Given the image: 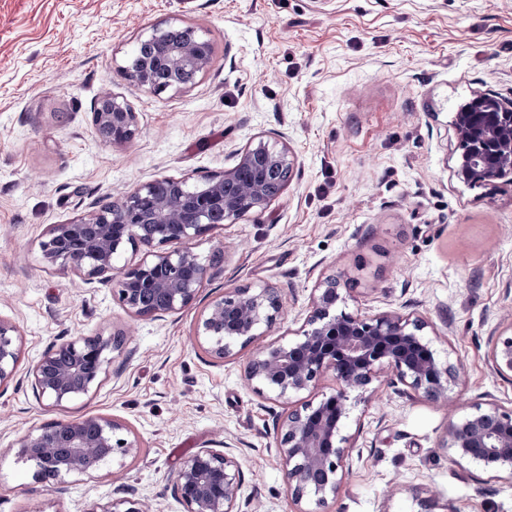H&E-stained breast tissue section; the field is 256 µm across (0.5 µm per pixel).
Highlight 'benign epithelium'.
I'll use <instances>...</instances> for the list:
<instances>
[{
  "instance_id": "7a95c632",
  "label": "benign epithelium",
  "mask_w": 512,
  "mask_h": 512,
  "mask_svg": "<svg viewBox=\"0 0 512 512\" xmlns=\"http://www.w3.org/2000/svg\"><path fill=\"white\" fill-rule=\"evenodd\" d=\"M209 58L189 46L172 48L166 66L172 71L203 72ZM129 80L155 91L150 64L128 66ZM478 109L456 113L458 142L475 151L462 152L459 173L492 181L512 169V102L490 95L476 97ZM93 125L100 140L112 145L131 142L138 132L137 113L112 97L97 106ZM265 177H291L294 158L287 142L261 139L240 152L238 162L207 178L201 186L164 177L139 185L121 202L97 203L96 210L68 224L47 227L40 248L44 261L93 283L113 281V293L134 316L155 319L196 303L204 283L224 259L221 249L208 256L181 247L234 223L271 201L266 181L247 175L253 166ZM143 250L132 265H118L127 248ZM346 301L336 278H327L310 295V311L295 337L286 343L259 344L262 327H270L282 310L275 288H235L214 298L198 322L199 345L223 361L236 348L253 347L244 379L260 396L286 404L311 390L331 372L334 392L288 412L280 424L278 453L286 469L288 492L296 512H312L304 502L324 504L336 497L352 470L354 446L345 425L353 408L350 395L363 392L384 370L411 392L448 402L460 381V367L443 362L425 336L428 322L383 311L364 317L339 309ZM123 331L79 336L49 346L30 370L37 398L62 406L95 393L106 379L112 353L125 344ZM22 352L16 322L0 317V386L13 379ZM491 366L512 380V335L491 337ZM119 420L85 414L47 423L20 437L17 454L32 462L35 480L65 490V479L89 474L116 457L134 458L137 438ZM452 461L471 463L512 481V410L495 403L476 405L451 419L444 443ZM242 478L237 460L224 451L202 449L178 471L174 492L184 512H241ZM91 512H146L140 501L113 498Z\"/></svg>"
}]
</instances>
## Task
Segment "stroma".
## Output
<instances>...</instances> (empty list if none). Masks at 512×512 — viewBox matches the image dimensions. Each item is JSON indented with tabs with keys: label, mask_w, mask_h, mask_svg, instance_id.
I'll use <instances>...</instances> for the list:
<instances>
[{
	"label": "stroma",
	"mask_w": 512,
	"mask_h": 512,
	"mask_svg": "<svg viewBox=\"0 0 512 512\" xmlns=\"http://www.w3.org/2000/svg\"><path fill=\"white\" fill-rule=\"evenodd\" d=\"M170 24L196 28L213 56L192 88L154 94L124 68ZM481 94L512 99V0H0V316L22 330L17 373L0 387V512H93L120 496L184 512L178 471L224 442L248 512H294L277 452L286 405L245 385L248 351L213 362L194 331L225 290L272 285L284 310L263 339L288 341L327 276L346 284V312L428 320L464 378L449 407L380 374L376 399L347 422L352 471L319 512H512L511 483L443 447L452 413L512 409V380L488 360L491 337L512 334V182L464 183L453 127ZM106 96L136 112L130 143L96 136ZM280 135L295 158L283 192L189 243L203 256L224 248L195 307L138 319L111 284L43 261L48 225L153 179L202 181ZM114 330L128 340L96 393L58 407L36 398L28 372L51 343ZM88 412L124 423L137 457L68 477L62 493L37 482L17 440Z\"/></svg>",
	"instance_id": "1"
}]
</instances>
